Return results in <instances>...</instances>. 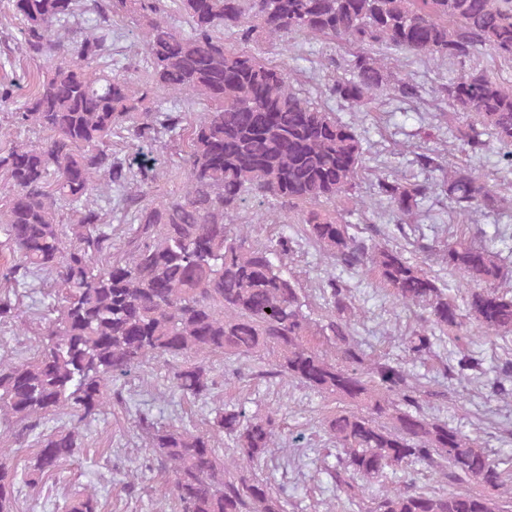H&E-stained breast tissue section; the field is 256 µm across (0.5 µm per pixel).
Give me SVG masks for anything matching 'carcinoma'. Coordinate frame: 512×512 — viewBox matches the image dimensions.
Masks as SVG:
<instances>
[{
	"mask_svg": "<svg viewBox=\"0 0 512 512\" xmlns=\"http://www.w3.org/2000/svg\"><path fill=\"white\" fill-rule=\"evenodd\" d=\"M19 52L36 71L0 80V228L10 245L0 265V322L24 326L11 293L41 275L60 292L35 353L0 365V424L25 441L51 413L69 411L72 427L42 436L26 481L36 484L81 446L79 429L112 404V382L145 365L192 353L229 361L275 357L270 375L288 377L354 409L325 418L336 443L330 477L350 512L365 497L360 481L397 469L436 464L448 470L446 491L407 481L373 494L371 512H512L485 492L506 479L485 449L448 422L427 414V391L409 384L404 363L390 357L366 364L350 340V302L335 274L320 288L328 314L313 319L283 260L295 238L251 240L235 227L249 201L297 212L306 239L344 268L359 267L404 305L428 310L421 330L405 338V360L435 355L437 343L470 339L476 328L512 333V297L494 288L504 275L497 253L466 238L448 243V268L471 286L468 312L422 267L401 252L366 248L351 233L353 198L364 170V139L297 92L280 63L252 51L269 41L288 51L302 40H334L348 49L345 74L328 97L362 112L386 94L418 96L410 78L388 72L375 50L452 65L488 53L512 66V0H9ZM141 29V51L112 72L121 31ZM63 29L67 40L55 37ZM144 70L147 78H139ZM29 81L18 105L13 88ZM172 94L169 104L158 94ZM457 124L448 134L473 154L492 143L512 165V88L483 71H453L436 88ZM46 135L25 142L17 130ZM131 144L174 150L185 173L179 195L148 199L155 161L112 150ZM393 213L416 214L432 196L460 211L495 209L508 198L467 170L422 183L378 179ZM132 225L125 256L110 259L104 225ZM182 395L204 397L210 376L202 365L172 374ZM140 425L152 460L169 470L162 491L174 512H288L283 491L258 477L278 447L273 414L247 416L218 408L213 426L231 447L221 461L206 434ZM14 448H0V512H10L16 475ZM67 512H100L97 497L77 494Z\"/></svg>",
	"mask_w": 512,
	"mask_h": 512,
	"instance_id": "obj_1",
	"label": "carcinoma"
}]
</instances>
